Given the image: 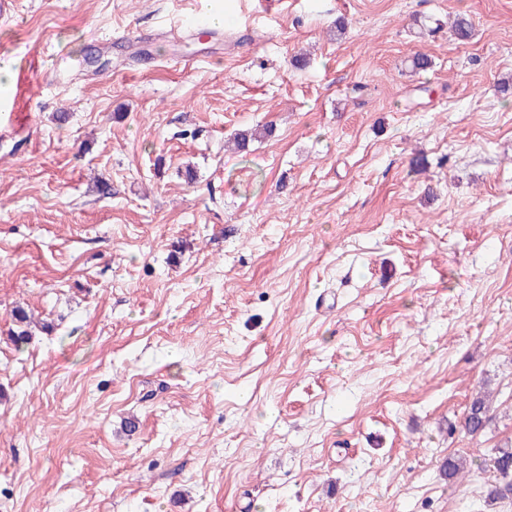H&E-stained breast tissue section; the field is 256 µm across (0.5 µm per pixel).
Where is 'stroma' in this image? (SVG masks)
<instances>
[{
  "label": "stroma",
  "instance_id": "obj_1",
  "mask_svg": "<svg viewBox=\"0 0 512 512\" xmlns=\"http://www.w3.org/2000/svg\"><path fill=\"white\" fill-rule=\"evenodd\" d=\"M12 112L0 512H512V0H12ZM489 422L487 407L482 400H473L465 418V429L470 433L482 431ZM491 462L497 481L488 490L492 501L512 498V448L491 449Z\"/></svg>",
  "mask_w": 512,
  "mask_h": 512
}]
</instances>
